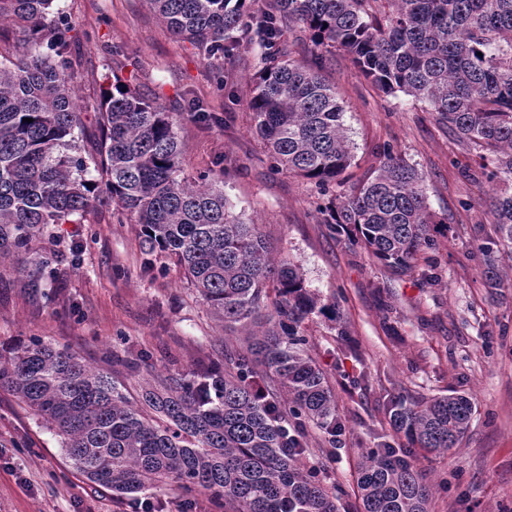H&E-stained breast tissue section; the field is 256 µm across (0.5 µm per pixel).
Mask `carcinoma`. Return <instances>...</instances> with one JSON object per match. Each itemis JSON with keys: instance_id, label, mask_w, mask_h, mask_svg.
Segmentation results:
<instances>
[{"instance_id": "1", "label": "carcinoma", "mask_w": 512, "mask_h": 512, "mask_svg": "<svg viewBox=\"0 0 512 512\" xmlns=\"http://www.w3.org/2000/svg\"><path fill=\"white\" fill-rule=\"evenodd\" d=\"M54 0H0V259L21 289L46 301L27 271L56 263L35 244L58 224L105 208L139 227L144 269L163 257L224 329L223 365L155 375L130 391L40 337L0 344V388L57 437L72 467L125 496L164 485L209 497L224 512H339L341 489L301 464L304 427L330 447L342 423L305 322L326 310L294 263L271 259L261 225L233 214L224 180L180 175L183 145L164 107L116 82L98 108V134L79 150L72 95V26ZM147 0L175 37L205 57L259 45L250 88L254 132L277 168L329 192L350 166L343 107L320 70L294 60L283 28L299 27L318 56L342 51L384 93L428 102L493 165L492 234L481 245L484 285L498 286L493 255L512 249V0ZM33 122L28 123L26 119ZM380 168L325 223L348 231L399 275L436 247L423 178L391 150ZM97 178L88 179L89 169ZM476 407L466 393L390 398L392 429L409 444L445 453L468 433ZM360 512H429L424 474L403 448L367 452L358 476Z\"/></svg>"}]
</instances>
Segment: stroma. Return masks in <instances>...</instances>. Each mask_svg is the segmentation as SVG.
<instances>
[{"label": "stroma", "mask_w": 512, "mask_h": 512, "mask_svg": "<svg viewBox=\"0 0 512 512\" xmlns=\"http://www.w3.org/2000/svg\"><path fill=\"white\" fill-rule=\"evenodd\" d=\"M71 23L81 129L87 144L104 76L117 75L171 113L182 142L187 178L223 171L233 214L260 224L275 254L298 264L307 288L336 303L344 335L318 316L309 324L310 350L325 369L345 429L333 454L308 427L304 461L324 469L345 492L341 512H357L359 465L371 448L406 446L386 415L389 396L471 394L478 406L467 436L447 454L416 449L431 491L430 512H512V254L496 265L497 290L482 283L480 245L491 229L494 185L476 150L459 142L426 103L387 95L344 53L324 70L344 107L354 155L329 196L365 181L391 147L424 178L430 211L447 228L429 262L400 276L324 224L322 196L310 181L273 168L252 129L249 83L259 51L206 59L171 35L145 0H54ZM214 117L204 125L191 109ZM43 239V251L77 241V262L60 261L63 278L53 304L38 307L0 270V342L38 336L139 386L126 359L143 353L151 373L186 371L220 361L226 334L171 264L143 271L135 225L109 212H89ZM128 499L90 482L71 467L58 437L0 389V512H133Z\"/></svg>", "instance_id": "obj_1"}]
</instances>
